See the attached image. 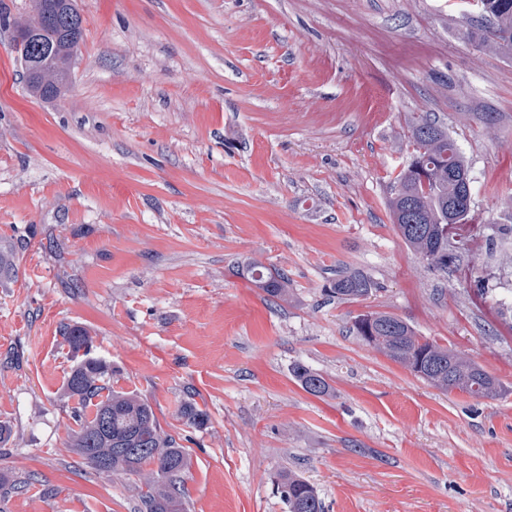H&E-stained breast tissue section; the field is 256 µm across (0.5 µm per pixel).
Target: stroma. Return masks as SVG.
Returning <instances> with one entry per match:
<instances>
[{
  "label": "stroma",
  "instance_id": "1",
  "mask_svg": "<svg viewBox=\"0 0 512 512\" xmlns=\"http://www.w3.org/2000/svg\"><path fill=\"white\" fill-rule=\"evenodd\" d=\"M86 36L64 95L32 97L0 30V512H139L68 448L88 329L114 389L186 448V512H288L284 472L324 512H512V56L476 48L457 0H77ZM447 127L472 208L447 275L387 209L408 123ZM288 276L269 301L244 272ZM374 288L327 296L337 272ZM380 312L502 385L444 393L365 345ZM332 387L319 398L294 364ZM196 402L205 427L186 424Z\"/></svg>",
  "mask_w": 512,
  "mask_h": 512
}]
</instances>
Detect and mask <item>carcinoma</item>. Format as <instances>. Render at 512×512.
Listing matches in <instances>:
<instances>
[{
  "label": "carcinoma",
  "instance_id": "obj_1",
  "mask_svg": "<svg viewBox=\"0 0 512 512\" xmlns=\"http://www.w3.org/2000/svg\"><path fill=\"white\" fill-rule=\"evenodd\" d=\"M488 17L468 21L463 36L471 43L503 56L512 55V8L500 11V0H482ZM66 11L70 6L63 0H32V15L28 18L11 14L0 0V28L24 30L34 26L51 9ZM51 35L58 37L53 61L41 64L36 47L25 46L21 63L22 78L35 70L44 75L31 83L30 93L45 102L61 94L56 75L71 67L68 42L71 30L54 26ZM408 140L413 147L412 163L397 177L387 206L396 228L406 246L426 262L428 268L448 274V264L455 260L449 252V230L461 224L466 216L448 217V201L467 194L463 179L468 164L456 140L448 130L422 117L413 118L408 125ZM418 162L429 171L422 179L412 170ZM245 271L251 281L270 297L288 299V276L258 262H249ZM372 291L371 282L360 274H339L330 296L355 300ZM353 329L359 337L370 336L366 345L391 360L415 366L417 353L425 351L428 362L421 378L448 391H459L474 397L495 398L502 392L501 383L483 366L435 341L421 340L404 320L383 313L362 314L355 318ZM68 343L76 365L69 373L65 391L75 400L71 416L77 428L69 430L72 452L96 475L108 480H122L135 475L142 480L140 500L142 512H184L185 476L188 454L176 439L165 433L148 400L133 392L114 389L110 385L112 368L89 356L92 337L81 326L66 328ZM293 374L302 388L315 396L330 392L326 378L301 364ZM179 413L187 424L202 428L208 423L205 411L192 402L184 403ZM279 488L288 490L284 502L288 512H323L322 501L310 483L296 474L280 475Z\"/></svg>",
  "mask_w": 512,
  "mask_h": 512
}]
</instances>
